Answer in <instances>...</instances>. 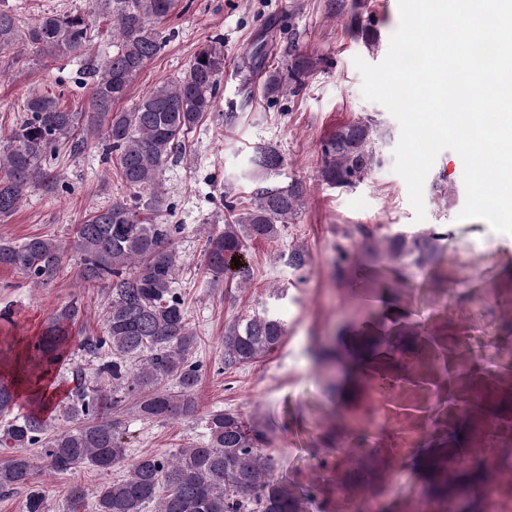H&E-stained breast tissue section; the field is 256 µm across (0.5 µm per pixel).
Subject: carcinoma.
<instances>
[{"mask_svg":"<svg viewBox=\"0 0 512 512\" xmlns=\"http://www.w3.org/2000/svg\"><path fill=\"white\" fill-rule=\"evenodd\" d=\"M176 0H93L92 10L51 13L32 25L12 10L0 9V53L23 48L34 57H85L91 54L90 30L102 18L112 35V52L97 60L90 98L91 115L61 106L50 92L25 99L26 119L0 136V217L11 215L37 189L50 190L57 177L43 161L61 144L79 150L90 138H102L116 174L132 192L87 213L74 237L62 242L33 236L16 244L0 240V267L24 273L48 285L68 266L84 288H100L106 301L102 333L75 337L72 325L82 314L72 302L34 339L23 343L7 330L0 334V447L39 448L47 470L78 468L108 472L127 457L121 406L133 404L143 421L190 416L201 366L191 359L195 336L184 301L174 284L181 267L172 245L181 226L170 224L162 169L181 155L186 135L212 110L224 73V45L203 44L180 75L149 90L128 112H114L133 77L161 49L157 22ZM307 67L296 59L282 72H268L269 97L301 85ZM376 125L363 118L336 130L323 144L320 180L336 188L352 187L379 166ZM263 176L284 166L279 150L261 147L252 159ZM304 186L268 184L257 189L248 208L225 204L224 230L208 235L205 274L215 282L251 280L246 252L253 241H272L304 204ZM392 252L421 265L433 259L437 238L431 233L399 235ZM240 260L234 266L232 259ZM312 257L295 248L288 264L301 270ZM285 335L283 323L268 313H254L224 328V366H246L274 352ZM97 359L94 379L80 365L68 367L64 397L54 402L35 393L31 408L15 412L20 385L34 390L69 360L73 345ZM172 380L175 386H167ZM205 438L170 456H140L120 479L105 483L86 500L84 491L69 493L66 512H296L284 489L267 481L272 457L257 425L231 410L207 415ZM32 460L15 455L0 466V490H28L25 512H48ZM487 481L478 472L452 488L434 478L419 495L448 512V501L476 496L484 501Z\"/></svg>","mask_w":512,"mask_h":512,"instance_id":"obj_1","label":"carcinoma"}]
</instances>
